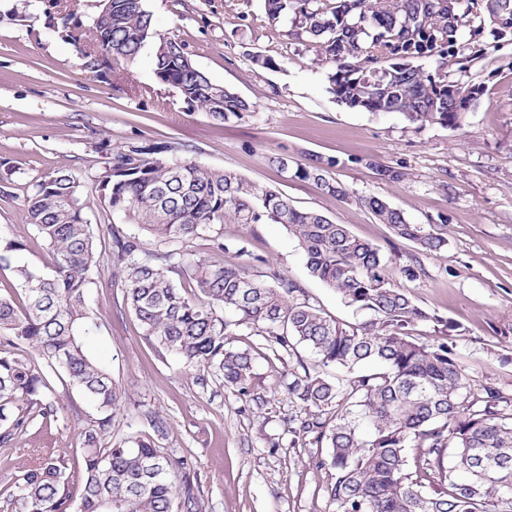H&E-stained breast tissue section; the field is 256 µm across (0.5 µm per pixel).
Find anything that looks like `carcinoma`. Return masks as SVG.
<instances>
[{
  "mask_svg": "<svg viewBox=\"0 0 512 512\" xmlns=\"http://www.w3.org/2000/svg\"><path fill=\"white\" fill-rule=\"evenodd\" d=\"M265 0L271 25L291 21L296 35L333 69L330 91L368 112L399 113L413 124L458 128L483 95V86L450 80L439 66L416 62L449 55L465 72L473 55L459 41L491 26L494 43L512 39V0ZM112 49V64L130 66L153 46L154 73L183 101L220 125L243 119L250 105L213 83L185 45L157 36L145 0H112L109 16L95 21ZM170 145L130 144L112 154L106 171L112 193L104 204L138 224L156 244L109 225V253L123 272L124 299L145 336L188 368H212L225 386L253 397L254 356L230 347L240 328L262 333L282 350L303 343L316 356L288 383V394L310 415L302 433L330 448L336 480L328 489L337 512H512V399L491 385L474 390L448 343L418 342L420 322L448 336L450 322L420 309L387 271L380 250L345 224L296 208L281 192L235 173L204 167L190 157L168 162ZM295 175L314 179L332 196L346 189L319 165ZM81 185L72 173L44 174L27 196V218L54 257L52 273L14 262L24 240L0 235V268L11 270L22 305L0 295V446L27 431L33 420L57 416L52 379L65 375L93 403L96 417L84 432L82 494L71 492L68 454L50 448L5 490L11 512H200L190 481L177 484L173 464L151 435L129 445H108L112 417L122 400L107 364L86 345L99 323L86 296L98 274L96 239L84 217ZM357 203L423 252L442 239L411 224L385 201ZM238 224H282L297 240L309 274L350 305L370 310V322L346 324L326 314L303 288L274 273L258 280L224 263V216ZM209 241V256L181 248ZM36 352L41 363L34 362ZM335 366L350 377L331 381ZM418 451L406 470L407 451ZM454 463L444 465L445 453ZM441 490L429 494L425 487Z\"/></svg>",
  "mask_w": 512,
  "mask_h": 512,
  "instance_id": "1",
  "label": "carcinoma"
}]
</instances>
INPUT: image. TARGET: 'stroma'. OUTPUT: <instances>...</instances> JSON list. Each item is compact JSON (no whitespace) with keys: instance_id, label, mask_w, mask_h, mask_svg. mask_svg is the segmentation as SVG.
<instances>
[{"instance_id":"1","label":"stroma","mask_w":512,"mask_h":512,"mask_svg":"<svg viewBox=\"0 0 512 512\" xmlns=\"http://www.w3.org/2000/svg\"><path fill=\"white\" fill-rule=\"evenodd\" d=\"M70 4L73 18L64 30L49 24L50 0H0V177L10 178V196L0 198V234L31 239L23 262L44 272L53 262L25 207L41 176L63 168L80 181L84 216L104 254L109 225L123 222L102 202L96 179L117 148L165 142L167 161L189 156L274 188L295 207L319 211L378 247L396 271L395 284L418 307L452 323L447 343L472 387L490 382L512 397V41L473 61L468 76L485 92L453 129L337 101L327 66L290 35V22L269 25L265 0H146L161 36L184 43L198 69L250 103L247 117L223 126L157 81L152 48L126 79L85 71L75 44L90 37L99 0ZM255 54L274 59V66L255 65ZM278 156L287 158V168H278ZM318 162L330 163L348 198L295 177L297 165ZM381 166L406 177L382 179ZM360 197L382 199L444 246L417 250L359 207ZM224 243L225 263L300 283L339 321L370 319L309 275L283 225L238 224L228 216ZM404 266L414 277L400 275ZM87 300L100 323L89 352L106 361L122 394L113 441L140 436L150 417L162 418L167 431L156 442L172 461H188L201 512H336L327 494L334 481L325 463L329 450L297 433L307 410L287 390L315 362L305 346L275 351L253 332L234 336V348L256 355L253 386L265 400L259 408L211 371L186 368L157 349L125 303L118 267L106 266ZM53 386L55 420L34 421L0 446V491L48 448L67 449L70 471L81 472L94 408L67 379Z\"/></svg>"}]
</instances>
